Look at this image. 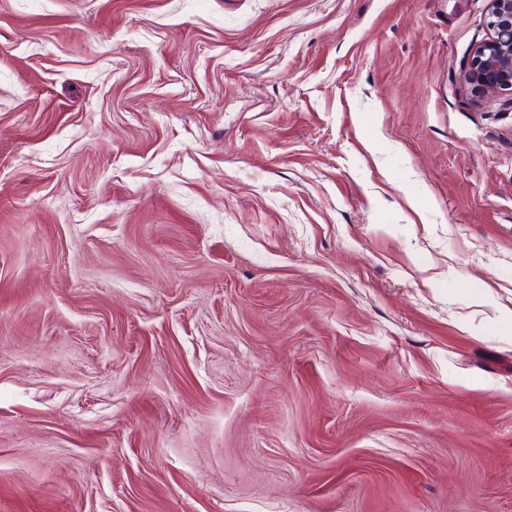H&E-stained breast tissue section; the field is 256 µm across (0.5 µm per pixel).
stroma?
I'll list each match as a JSON object with an SVG mask.
<instances>
[{
  "label": "stroma",
  "mask_w": 512,
  "mask_h": 512,
  "mask_svg": "<svg viewBox=\"0 0 512 512\" xmlns=\"http://www.w3.org/2000/svg\"><path fill=\"white\" fill-rule=\"evenodd\" d=\"M488 0H0V512H512Z\"/></svg>",
  "instance_id": "35a3bbf8"
}]
</instances>
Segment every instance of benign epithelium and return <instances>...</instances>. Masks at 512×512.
<instances>
[{
	"instance_id": "obj_1",
	"label": "benign epithelium",
	"mask_w": 512,
	"mask_h": 512,
	"mask_svg": "<svg viewBox=\"0 0 512 512\" xmlns=\"http://www.w3.org/2000/svg\"><path fill=\"white\" fill-rule=\"evenodd\" d=\"M488 27L490 37L468 52L463 82L485 96L512 93V0H490Z\"/></svg>"
}]
</instances>
